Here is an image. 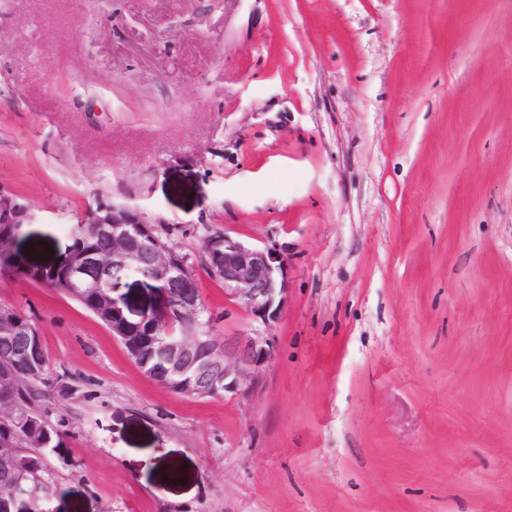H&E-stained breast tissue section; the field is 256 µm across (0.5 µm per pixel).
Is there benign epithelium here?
<instances>
[{"label": "benign epithelium", "instance_id": "7a95c632", "mask_svg": "<svg viewBox=\"0 0 512 512\" xmlns=\"http://www.w3.org/2000/svg\"><path fill=\"white\" fill-rule=\"evenodd\" d=\"M36 215L22 197L0 188V257L15 252L17 230L34 223ZM80 223L93 227L107 239L105 251L71 247L63 254L68 295L82 297L97 291V315L112 319V335L124 344L142 373L163 389L184 397L221 394L247 400L260 388L262 375L273 358L270 338L251 334L218 338L204 329L205 312L188 259L169 247L139 209L99 202L88 208ZM207 268L224 279L225 293L269 326L275 322L285 299L283 257L270 248L247 244L226 233L203 241ZM124 270L155 283L157 303L137 312L122 293L125 281L108 280L111 271ZM0 341L21 343L30 368L17 371L10 357L0 362V422L24 427L29 411L10 398L23 383H34L50 392L73 388L59 378L50 361L39 329L18 310L0 306ZM49 443V431L24 434V447L0 441V497L39 492L45 483L29 457Z\"/></svg>", "mask_w": 512, "mask_h": 512}]
</instances>
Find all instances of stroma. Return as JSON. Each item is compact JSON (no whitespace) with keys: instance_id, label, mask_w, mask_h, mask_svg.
I'll return each instance as SVG.
<instances>
[{"instance_id":"stroma-1","label":"stroma","mask_w":512,"mask_h":512,"mask_svg":"<svg viewBox=\"0 0 512 512\" xmlns=\"http://www.w3.org/2000/svg\"><path fill=\"white\" fill-rule=\"evenodd\" d=\"M0 186L33 262L139 208L213 335L274 346L248 400L175 395L0 275L77 387L45 512H512V0H0ZM221 231L284 257L272 326ZM202 247L209 271L224 279V292L263 324L275 322L285 299L284 258L225 232L208 236Z\"/></svg>"}]
</instances>
